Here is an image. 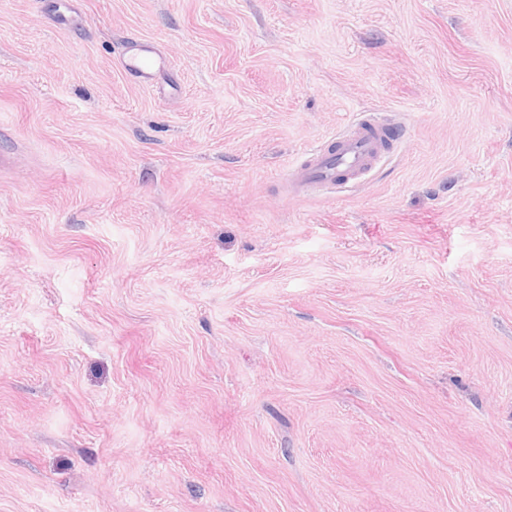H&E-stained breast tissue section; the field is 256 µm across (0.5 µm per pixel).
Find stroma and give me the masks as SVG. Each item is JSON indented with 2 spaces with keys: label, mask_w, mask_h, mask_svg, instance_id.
Masks as SVG:
<instances>
[{
  "label": "stroma",
  "mask_w": 512,
  "mask_h": 512,
  "mask_svg": "<svg viewBox=\"0 0 512 512\" xmlns=\"http://www.w3.org/2000/svg\"><path fill=\"white\" fill-rule=\"evenodd\" d=\"M73 20L0 0V512H512V0ZM117 65L146 86L153 85L168 68L167 60L146 41H135L131 50L119 55ZM404 136L369 115L356 118L342 133L309 149L293 171L301 188L329 189L342 183L358 184L378 165L389 147Z\"/></svg>",
  "instance_id": "1"
}]
</instances>
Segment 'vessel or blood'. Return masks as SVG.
<instances>
[{"label":"vessel or blood","mask_w":512,"mask_h":512,"mask_svg":"<svg viewBox=\"0 0 512 512\" xmlns=\"http://www.w3.org/2000/svg\"><path fill=\"white\" fill-rule=\"evenodd\" d=\"M43 10L59 28L72 21V0H43ZM117 64L139 83L150 86L166 71L167 60L146 41L133 43L119 55ZM402 137L371 116L356 118L342 133L330 137L328 144L309 149L305 160L293 171L296 184L306 189H329L343 183L356 184L378 165L389 147Z\"/></svg>","instance_id":"b4317fda"}]
</instances>
